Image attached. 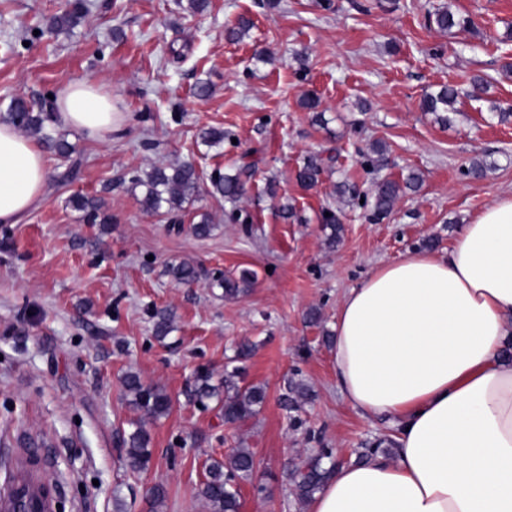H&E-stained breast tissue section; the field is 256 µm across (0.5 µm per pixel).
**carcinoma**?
Returning a JSON list of instances; mask_svg holds the SVG:
<instances>
[{"instance_id":"cac0c4a2","label":"carcinoma","mask_w":512,"mask_h":512,"mask_svg":"<svg viewBox=\"0 0 512 512\" xmlns=\"http://www.w3.org/2000/svg\"><path fill=\"white\" fill-rule=\"evenodd\" d=\"M84 0H64L59 13L48 22V30L55 34L70 33L85 16ZM429 22L440 30L448 31L455 27H466L469 20L454 15L444 8L428 16ZM459 97L457 87L448 84L432 94L426 95L421 104L425 112L437 114V119L448 121L446 112L454 111ZM7 117L15 128L37 139L50 151L61 157L69 158L75 148L69 142L66 133L58 129L53 112L43 105H37L23 97L14 98L8 106ZM327 165L318 155L305 158L296 172L297 182L305 187L316 186ZM251 166L245 165L234 173L219 170L212 173L209 184L190 164L151 166L145 175H135L131 183L141 188V204L148 213L164 212L173 217L184 209V205L195 201L206 193L219 196L228 201H237L245 192V178L250 176ZM420 176L411 173L403 181L382 179L374 184L371 194V208L377 218H385L393 210L398 199L407 190L418 187ZM71 206L82 212L86 221L92 224H106L109 216L102 210L99 200L86 195L76 194L70 197ZM323 223L330 229L327 235L329 246L336 245L342 231L339 216L334 212L323 217ZM175 281L190 284L197 279L195 266L180 263L169 269ZM218 286L224 288V298L232 299L244 293L254 281L251 272L243 270L239 275L222 274L215 278ZM237 372L224 374V384L217 387L211 383L212 375L207 370L198 371L188 390L189 400L202 408L214 406L224 416V422L235 424L255 416L265 401V390L260 386L241 387L235 381ZM127 395L131 396L130 405L142 413V417L131 422L133 430L123 439L125 448L124 463L134 472L149 469L152 461L151 435L146 427L145 418L157 420L169 410L170 400L158 386L143 384L135 372H128L123 378ZM331 458L326 453L309 461L293 472V493L297 500L304 502L322 487L331 474V469L323 467V459ZM255 471L253 454L247 448H236L223 461L215 460L206 467L204 481L197 494L209 512H239V488L243 482L252 480Z\"/></svg>"}]
</instances>
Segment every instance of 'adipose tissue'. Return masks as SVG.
<instances>
[{
  "label": "adipose tissue",
  "instance_id": "obj_1",
  "mask_svg": "<svg viewBox=\"0 0 512 512\" xmlns=\"http://www.w3.org/2000/svg\"><path fill=\"white\" fill-rule=\"evenodd\" d=\"M88 138L123 119L92 79L56 97ZM45 152L0 123V224L45 192ZM512 191L463 225L448 253L377 265L342 299L333 360L343 400L396 426L393 453L337 468L311 512H512Z\"/></svg>",
  "mask_w": 512,
  "mask_h": 512
}]
</instances>
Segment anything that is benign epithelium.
I'll return each instance as SVG.
<instances>
[{"label":"benign epithelium","mask_w":512,"mask_h":512,"mask_svg":"<svg viewBox=\"0 0 512 512\" xmlns=\"http://www.w3.org/2000/svg\"><path fill=\"white\" fill-rule=\"evenodd\" d=\"M29 504V512H58L53 486L35 468L31 458L21 457L6 471L5 491L0 493V512H17L18 503Z\"/></svg>","instance_id":"1"}]
</instances>
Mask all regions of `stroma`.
<instances>
[{
	"label": "stroma",
	"instance_id": "1",
	"mask_svg": "<svg viewBox=\"0 0 512 512\" xmlns=\"http://www.w3.org/2000/svg\"><path fill=\"white\" fill-rule=\"evenodd\" d=\"M63 0H0V114L10 100H47L66 83L98 80L123 112L99 141L70 130L72 158L48 155L45 197L17 224H0V463L35 457L58 486L60 512H150L147 489L160 484V512H206L197 496L205 467L232 449L253 453V481L240 486V512H309L292 494L291 470L311 449L328 448L340 464L395 428L364 416L341 398L331 342L338 304L369 271L433 241L444 253L463 224L512 188V121L490 102L512 105V0H86L70 34L47 30ZM446 7L471 29L441 31L427 15ZM246 36L227 39L239 17ZM482 86H474V76ZM211 94L195 95L199 84ZM458 85L449 123L420 108L425 93ZM312 90L327 127L299 100ZM228 140L210 148L203 130ZM382 143L380 167L365 163ZM330 161L311 189L296 171L311 154ZM486 160L485 175L465 171ZM257 167L235 204L202 195L179 220L150 214L131 183L157 163H189L202 177ZM418 173L385 219L372 216L374 182ZM69 174L60 182L61 174ZM356 186L346 203L336 184ZM101 198L108 224H90L68 199ZM294 206L283 219L279 208ZM342 220L328 246L322 211ZM239 210L238 222L228 218ZM215 228L190 231L200 213ZM194 264L192 286L170 265ZM250 270L254 282L228 300L217 273ZM321 319L309 321V309ZM168 317L159 338L154 326ZM256 345L239 384L260 385L258 414L225 424L216 408L190 402L197 370L222 379L242 339ZM133 371L171 398L151 421L153 460L134 473L123 464L122 438L139 413L122 383ZM312 394L288 408L289 385Z\"/></svg>",
	"mask_w": 512,
	"mask_h": 512
}]
</instances>
